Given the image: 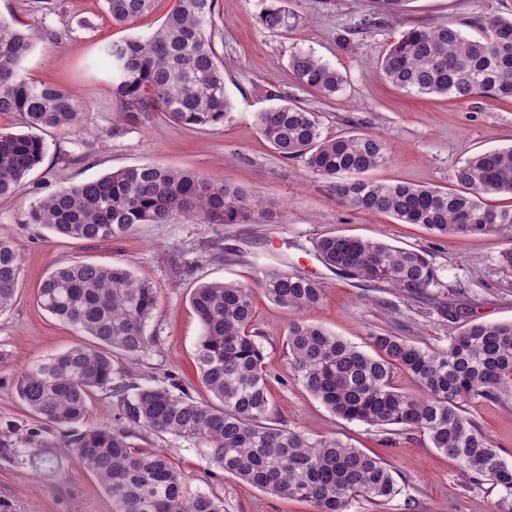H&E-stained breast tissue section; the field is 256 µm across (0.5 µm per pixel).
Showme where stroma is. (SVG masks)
<instances>
[{"mask_svg": "<svg viewBox=\"0 0 512 512\" xmlns=\"http://www.w3.org/2000/svg\"><path fill=\"white\" fill-rule=\"evenodd\" d=\"M288 25L266 28L263 0H217L214 47L224 61L232 109L223 124L198 128L152 110L130 115L115 97L105 43L149 36L164 21L171 0H156L131 25L112 22L104 0H0V19L29 33L28 78L53 82L79 98L73 129L42 131L47 150L40 166L10 196L0 197V235L22 257L15 301L0 314V512H112V495L62 446L63 432L35 417L20 401L17 383L33 363L86 343L72 326L45 311L37 288L53 269L76 261L125 264L154 282L160 294L146 333L153 342L138 356L115 354L129 381L176 386L205 399L194 354L201 323L190 305L196 282L251 285L253 330L266 355L276 422L317 439L341 438L384 458L395 469L399 494L386 505L362 503L353 512H492L490 482L468 483L456 463L418 432L377 429L335 416L289 369L286 334L296 311L274 304L256 285L264 266L316 279L322 305L309 319L368 350L372 334L390 332L442 349L470 323L512 322V270L499 264L512 240L496 236H441L383 214L357 212L336 201L326 179L302 159L279 155L263 138L256 117L285 99L316 112L324 133L362 130L388 137L391 151L371 178L450 187L457 167L481 150L512 145V101L477 95L460 101L418 95L388 83L379 67L390 43L412 27L452 23L478 37L485 17L512 16V0H408L397 17L378 14L373 0H283ZM305 51L341 73L335 97L300 85L288 68ZM146 163L196 172L211 183L260 195L269 219L217 227L178 218L143 224L128 236L84 242L31 224L39 199L113 170ZM385 241L426 253L438 279L407 297L391 285L364 282L326 268L314 244L324 234ZM467 412L512 466V393L479 400ZM140 448L168 454L189 492L213 493L225 512H313L311 503L272 495L214 467L205 450L168 436L145 433Z\"/></svg>", "mask_w": 512, "mask_h": 512, "instance_id": "1", "label": "stroma"}]
</instances>
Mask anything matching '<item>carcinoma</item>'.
Returning a JSON list of instances; mask_svg holds the SVG:
<instances>
[{
	"label": "carcinoma",
	"instance_id": "obj_1",
	"mask_svg": "<svg viewBox=\"0 0 512 512\" xmlns=\"http://www.w3.org/2000/svg\"><path fill=\"white\" fill-rule=\"evenodd\" d=\"M277 2L260 13L270 29L288 23ZM105 3L113 22L128 25L150 12L155 0ZM214 10L215 0H173L153 34L103 47L115 95L128 111L157 108L191 127L224 122L231 103L212 42ZM484 30L469 39L449 23L413 27L390 44L381 61L383 75L407 92L460 101L476 94L512 99V18L490 16ZM32 46L27 34L0 20V113L20 114L27 128L0 131V196L13 192L42 162L46 146L35 131L73 128L80 120L70 92L23 74ZM289 67L299 84L326 98L342 89L343 76L311 54L293 53ZM257 122L282 157L305 158L313 174L328 180L336 199L354 210L386 214L439 235L512 238V204L492 203L496 196L512 197V146L469 157L448 189L386 184L366 177L387 159L389 146L379 135L359 130L328 136L316 113L288 101L259 113ZM176 217L249 224L266 211L257 194L153 163L60 188L31 207L28 222L93 242ZM316 251L328 267L362 281L386 282L408 297L436 281L425 253L381 240L331 233L318 239ZM20 276L15 244L0 235V313L12 306ZM256 285L286 310L311 311L323 300L316 281L280 267L263 268ZM159 291L127 265L83 261L54 269L38 286L41 306L91 341L28 368L18 381V397L32 414L59 427L83 419L90 392L116 398L126 427H89L63 444L112 494V512H224L218 496L188 493L166 453L137 447L132 439L140 430L205 448L225 473L261 491L310 502L315 512H350L362 502L384 505L398 493L392 466L382 458L339 438L311 439L272 421L267 365L252 332L247 284L203 282L190 296L202 326L195 369L213 399L118 376L112 353L135 356L147 349L145 328ZM370 340L371 354L307 319L294 320L286 336L289 368L311 395L346 420L425 435L471 484L489 480L498 487L494 512H512V467L465 409L512 390V322L469 324L444 349L391 333ZM398 372L418 390L400 388Z\"/></svg>",
	"mask_w": 512,
	"mask_h": 512
}]
</instances>
